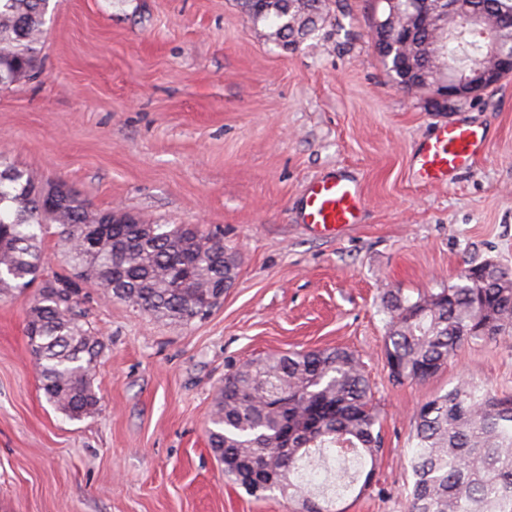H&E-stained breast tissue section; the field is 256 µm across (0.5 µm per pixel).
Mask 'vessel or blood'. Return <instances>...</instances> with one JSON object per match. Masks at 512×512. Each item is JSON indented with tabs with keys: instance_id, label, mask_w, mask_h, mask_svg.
<instances>
[{
	"instance_id": "obj_1",
	"label": "vessel or blood",
	"mask_w": 512,
	"mask_h": 512,
	"mask_svg": "<svg viewBox=\"0 0 512 512\" xmlns=\"http://www.w3.org/2000/svg\"><path fill=\"white\" fill-rule=\"evenodd\" d=\"M489 147L490 136L484 127L450 120L437 124L433 133L419 142L413 165L423 182L448 185L484 158ZM363 208L359 181L339 168L307 184L301 197L300 218L314 230L332 235L358 223Z\"/></svg>"
}]
</instances>
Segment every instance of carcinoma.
Returning a JSON list of instances; mask_svg holds the SVG:
<instances>
[{
    "instance_id": "cac0c4a2",
    "label": "carcinoma",
    "mask_w": 512,
    "mask_h": 512,
    "mask_svg": "<svg viewBox=\"0 0 512 512\" xmlns=\"http://www.w3.org/2000/svg\"><path fill=\"white\" fill-rule=\"evenodd\" d=\"M254 19H273V34L287 43L289 23L304 41L323 26L326 0H240ZM487 19L512 18V0H475ZM49 0H0V83L27 70ZM445 42L422 28L403 57L380 56L394 83L412 66L439 59L461 70L483 56L481 36L448 23ZM0 293L24 292L44 265L48 227L73 278L46 280L35 294L26 323L41 388L61 413L78 419L97 409L93 389L103 344L84 319L79 283L92 284L156 319L189 324L206 317L237 277V256L224 250L219 228L191 224L124 223L125 212L101 213L88 224L87 198L74 186L66 195L42 194L34 172L0 157ZM459 283L411 300L391 293L385 337L393 382L424 381L465 343L495 342L512 335V274L487 262L470 263ZM416 433L408 512H512V397L471 381L425 401L414 414ZM209 444L224 477L250 495L275 490L297 500L299 512H345L336 500L319 499L292 476L320 465L326 453L370 461L367 473L343 472L342 487L368 486L383 451L371 387L360 360L345 348L267 354L231 369L217 392Z\"/></svg>"
}]
</instances>
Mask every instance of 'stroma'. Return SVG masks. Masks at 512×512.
Listing matches in <instances>:
<instances>
[{
  "label": "stroma",
  "mask_w": 512,
  "mask_h": 512,
  "mask_svg": "<svg viewBox=\"0 0 512 512\" xmlns=\"http://www.w3.org/2000/svg\"><path fill=\"white\" fill-rule=\"evenodd\" d=\"M374 0H329L323 30L293 49L237 0H49L40 73L0 87V156L80 189L93 211L224 230L240 257L221 303L187 325L91 291L105 350L98 411L47 400L25 324L34 290L0 295V512H297L228 481L208 442L230 367L343 347L362 362L384 449L371 487L342 489L357 462L307 481L344 512H408L417 407L458 381L512 394V336L464 344L436 375L393 384L388 294L457 283L469 262L512 268V77L437 110L400 91L370 38ZM487 127V156L453 185L412 175L442 120ZM361 183L358 224L334 237L297 215L312 178Z\"/></svg>",
  "instance_id": "obj_1"
}]
</instances>
